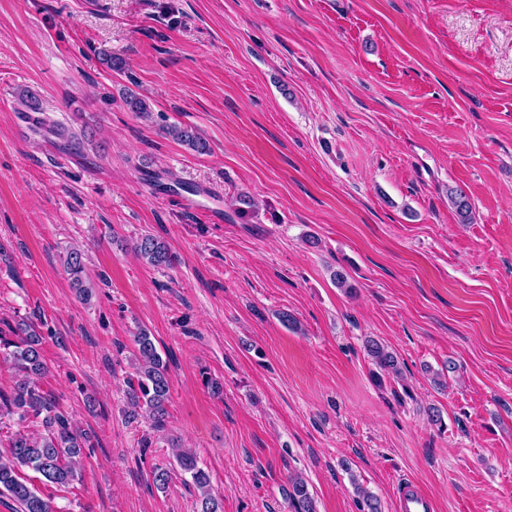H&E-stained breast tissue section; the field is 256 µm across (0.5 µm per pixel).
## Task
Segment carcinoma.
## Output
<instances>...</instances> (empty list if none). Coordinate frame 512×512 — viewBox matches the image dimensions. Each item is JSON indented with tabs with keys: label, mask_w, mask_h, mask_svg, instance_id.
<instances>
[{
	"label": "carcinoma",
	"mask_w": 512,
	"mask_h": 512,
	"mask_svg": "<svg viewBox=\"0 0 512 512\" xmlns=\"http://www.w3.org/2000/svg\"><path fill=\"white\" fill-rule=\"evenodd\" d=\"M124 103L132 112L142 115L151 112L149 100L134 91L126 93ZM165 133L199 154L209 152L208 142L189 126L170 125ZM448 199L460 222L468 223L471 203L466 194L458 189L450 190ZM256 209L258 203L252 196L241 193L236 197L235 212L239 218H250ZM134 251L153 267H168L174 260L167 245L151 234L142 235L134 243ZM65 268L79 297L88 299L92 287L83 280L84 253L79 249L68 252ZM44 340L38 324L31 320L19 322L14 327H0V355L12 361L17 375L10 391L0 390V419L39 418L44 428V433L37 436L21 432L13 434L8 439V452L0 453V495L12 502L15 512H55L50 498L25 477L23 470L37 473L44 486L67 487L78 479L80 456L83 449L89 447L88 437L75 429L71 417L62 410L56 398L41 390L34 381L46 372L41 358ZM135 342V375L128 380L126 390L130 408L128 419L134 421L144 414L152 428L161 431L168 417L169 366L157 352L147 331H140ZM365 348L379 369L400 374L397 357L385 345L369 339ZM176 459L182 472L190 475L192 483L201 491L200 512H223V502L211 494L209 476L197 467L195 455L178 448ZM285 495L292 512H316L313 496L302 477L288 478Z\"/></svg>",
	"instance_id": "obj_1"
}]
</instances>
